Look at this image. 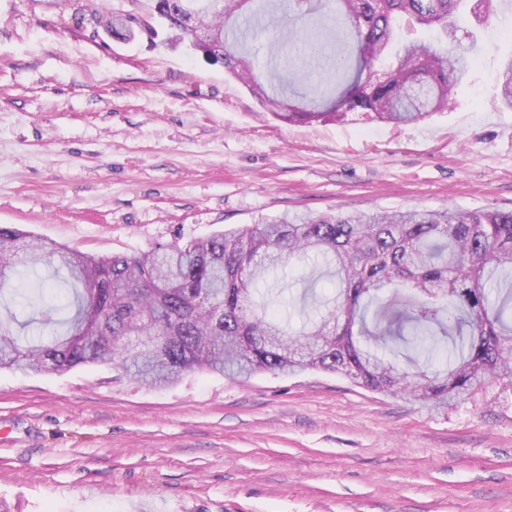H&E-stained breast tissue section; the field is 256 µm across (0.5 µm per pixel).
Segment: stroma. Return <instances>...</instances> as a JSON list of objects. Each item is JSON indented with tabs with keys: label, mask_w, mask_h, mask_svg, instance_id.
Wrapping results in <instances>:
<instances>
[{
	"label": "stroma",
	"mask_w": 512,
	"mask_h": 512,
	"mask_svg": "<svg viewBox=\"0 0 512 512\" xmlns=\"http://www.w3.org/2000/svg\"><path fill=\"white\" fill-rule=\"evenodd\" d=\"M128 0H0V225L136 255L283 214L512 210L506 20L465 31L457 106L400 128L291 123L202 54L115 38ZM12 512H512V387L434 411L318 370L153 389L109 366L0 370Z\"/></svg>",
	"instance_id": "obj_1"
}]
</instances>
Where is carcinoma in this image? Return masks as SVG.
<instances>
[{"label": "carcinoma", "mask_w": 512, "mask_h": 512, "mask_svg": "<svg viewBox=\"0 0 512 512\" xmlns=\"http://www.w3.org/2000/svg\"><path fill=\"white\" fill-rule=\"evenodd\" d=\"M131 0L137 12L97 19L112 36L134 29L152 45L203 49L213 63L290 123L334 122L350 112L404 125L449 108L474 61L475 41L458 36L466 0H284L283 14L316 56L326 55L320 15L347 26L368 75L338 100L305 104L274 82L248 36L264 5L223 0ZM218 33L198 46L186 20ZM438 28L433 38L397 42L402 28ZM502 107L512 109V56L500 73ZM324 261L336 292L320 321L292 332L270 311L262 284L285 263ZM43 258L73 282L74 315L56 331V305L26 299L35 328L17 334L0 319V369L60 373L108 365L153 388L183 373L229 379L320 369L364 387L404 393L448 408L493 383L512 387V210L407 209L359 215L289 216L137 256L93 257L0 225V280L29 278ZM376 305L374 327L365 311ZM411 344L406 366L395 348Z\"/></svg>", "instance_id": "1"}]
</instances>
